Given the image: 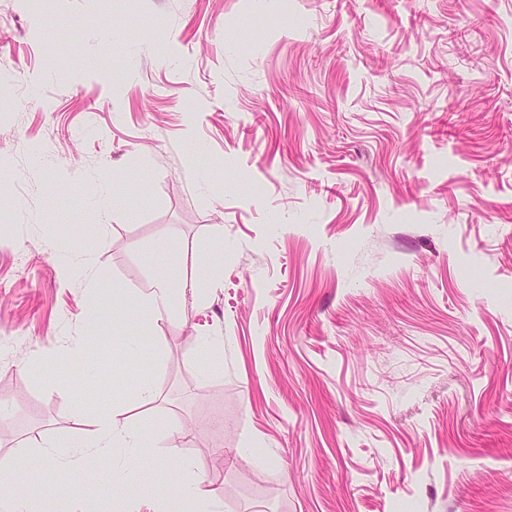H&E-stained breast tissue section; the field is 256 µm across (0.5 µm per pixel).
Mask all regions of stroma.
<instances>
[{"label": "stroma", "mask_w": 512, "mask_h": 512, "mask_svg": "<svg viewBox=\"0 0 512 512\" xmlns=\"http://www.w3.org/2000/svg\"><path fill=\"white\" fill-rule=\"evenodd\" d=\"M0 53V467L161 512L45 458L119 403L223 512H512V0H0ZM165 237L208 291L145 338L63 266ZM113 336L107 331L102 329H91L87 336H82V341L85 343H89L97 340H110L112 338L113 347H118L121 349H125L128 351L129 359H137L140 357V346L138 343L133 341H128L124 336H120L118 334L112 333Z\"/></svg>", "instance_id": "obj_1"}]
</instances>
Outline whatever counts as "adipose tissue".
<instances>
[{
    "label": "adipose tissue",
    "instance_id": "obj_1",
    "mask_svg": "<svg viewBox=\"0 0 512 512\" xmlns=\"http://www.w3.org/2000/svg\"><path fill=\"white\" fill-rule=\"evenodd\" d=\"M70 274L84 281L88 288L101 294H111L113 304L120 305L132 302L141 310L146 319L145 332H152L157 323L167 316L174 303L185 295H204L206 283L197 280L189 284L179 281L171 269H164L157 275L150 293L133 300L115 290L111 280L98 274L90 258L78 255L68 265ZM147 439L140 429L129 426L121 418L120 408L98 413L91 422L87 434L72 440L67 452L62 454L49 453L50 462L57 467L79 468L100 459H109L113 474L118 475L122 482L131 483L130 465L140 456L141 448ZM178 469L179 479H172L170 473L161 467L152 468L148 477L156 483H173L172 500L176 506H189L190 512H218L214 501L206 498L200 488L201 480L196 474L190 459H181ZM0 478L13 481L20 480L21 492L11 500L9 512H28L30 506H37L38 512H54L60 498L58 492L45 485L33 475L17 477L15 470L0 472Z\"/></svg>",
    "mask_w": 512,
    "mask_h": 512
}]
</instances>
